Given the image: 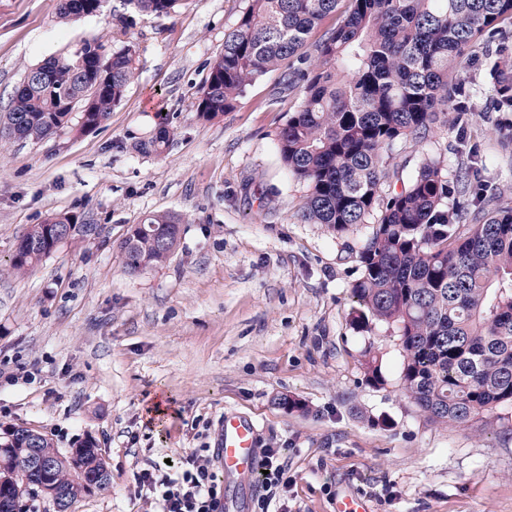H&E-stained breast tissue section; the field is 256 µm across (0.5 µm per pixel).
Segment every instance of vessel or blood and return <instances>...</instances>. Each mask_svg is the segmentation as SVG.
<instances>
[{
	"mask_svg": "<svg viewBox=\"0 0 512 512\" xmlns=\"http://www.w3.org/2000/svg\"><path fill=\"white\" fill-rule=\"evenodd\" d=\"M219 458L227 476L241 481L257 479L261 470L258 430L248 416L229 412L220 429Z\"/></svg>",
	"mask_w": 512,
	"mask_h": 512,
	"instance_id": "1",
	"label": "vessel or blood"
}]
</instances>
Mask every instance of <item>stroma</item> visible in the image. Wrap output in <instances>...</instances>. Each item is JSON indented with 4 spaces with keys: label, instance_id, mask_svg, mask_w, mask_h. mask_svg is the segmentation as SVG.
I'll return each instance as SVG.
<instances>
[{
    "label": "stroma",
    "instance_id": "1",
    "mask_svg": "<svg viewBox=\"0 0 512 512\" xmlns=\"http://www.w3.org/2000/svg\"><path fill=\"white\" fill-rule=\"evenodd\" d=\"M60 0H0V110L25 70L129 23L138 76L97 129L0 143V265L52 213L74 212L102 235L65 244L27 275H0V432L37 431L65 450L90 440L110 475L73 512H155L137 473L215 447L228 411L250 416L263 448L288 451L286 493L264 512H335L353 491L373 512H512V405L468 427L433 423L401 389L396 325H352L358 251L372 231L335 234L303 222L307 188L283 163L277 133L299 103L279 73L255 82L234 111L199 120L198 90L248 0H181L157 17L123 0L68 24ZM482 53L461 72L481 111L473 140L488 187L512 201V112L493 109ZM166 111L162 154L135 148ZM456 174L455 128L397 141L391 162L411 177L423 156ZM184 217L166 265L127 273L120 242L149 215ZM382 359L365 380L361 354ZM164 417L149 414L155 395ZM300 399L288 411L281 397Z\"/></svg>",
    "mask_w": 512,
    "mask_h": 512
}]
</instances>
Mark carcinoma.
<instances>
[{"label": "carcinoma", "mask_w": 512, "mask_h": 512, "mask_svg": "<svg viewBox=\"0 0 512 512\" xmlns=\"http://www.w3.org/2000/svg\"><path fill=\"white\" fill-rule=\"evenodd\" d=\"M105 0H63L65 23L96 14ZM180 0H125L140 12L167 16ZM249 0L224 47L209 63L197 116L210 122L232 111L259 78L282 72L301 102L277 134L288 170L308 187L301 218L342 233L376 217L358 257L363 276L351 289L352 324H395L403 352L404 394L432 422L467 426L503 404L512 405V206L487 189L476 160L448 177L437 157L422 159L405 179L390 164L400 139L418 144L474 112L463 80L453 78L477 43L493 44L489 74L498 112H512V0ZM337 15L313 45L310 68L295 67L312 31ZM135 51L86 43L28 69L0 125L11 138L43 140L72 121L92 131L104 123L136 77ZM66 96L84 112H68ZM452 105L454 116L442 111ZM144 153L168 147L172 128L155 114ZM470 223H462L463 217ZM183 217L150 215L120 244L126 272L165 265L174 254ZM96 225L55 214L21 237L4 273L21 277L61 245L85 240ZM366 381L384 383L381 362L364 350ZM34 446L59 459L51 481L74 503L89 494L84 479L107 469L92 443L75 457L44 435L17 426L0 437V512H17L13 461Z\"/></svg>", "instance_id": "cac0c4a2"}]
</instances>
